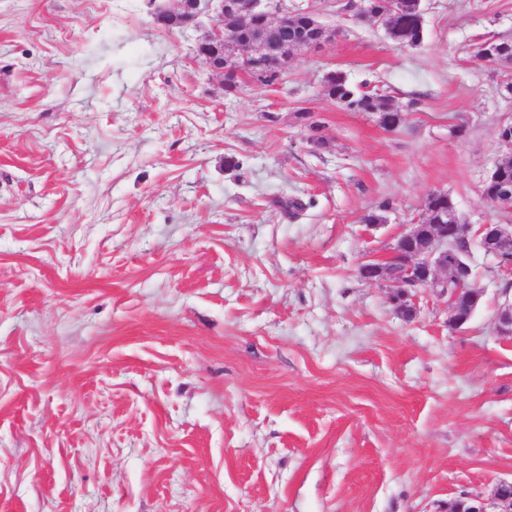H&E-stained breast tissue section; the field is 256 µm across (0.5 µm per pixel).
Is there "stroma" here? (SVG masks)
<instances>
[{
  "label": "stroma",
  "instance_id": "1",
  "mask_svg": "<svg viewBox=\"0 0 512 512\" xmlns=\"http://www.w3.org/2000/svg\"><path fill=\"white\" fill-rule=\"evenodd\" d=\"M300 2L335 39L227 100L193 54L212 18L0 0V512H445L512 478V278L472 247L454 331L356 276L433 191L512 224L483 195L512 66L473 56L512 40V0H424L417 47ZM332 70L405 126L338 107Z\"/></svg>",
  "mask_w": 512,
  "mask_h": 512
}]
</instances>
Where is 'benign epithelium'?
<instances>
[{
    "label": "benign epithelium",
    "mask_w": 512,
    "mask_h": 512,
    "mask_svg": "<svg viewBox=\"0 0 512 512\" xmlns=\"http://www.w3.org/2000/svg\"><path fill=\"white\" fill-rule=\"evenodd\" d=\"M296 13L288 0H175L172 7L159 10L155 20L183 29L199 24L202 17L216 18L210 29L197 40L196 58L210 72L224 76L228 68L243 76L254 58L265 57L277 74L288 68L287 56L302 51L274 39L282 17ZM306 19L305 36L309 49H319L336 37L320 13L311 7L301 10ZM497 144L502 159L488 171L486 180L496 178L498 168L512 160V121L501 124ZM471 225H456V235H448L446 224H407L395 239L383 265L367 257L360 270L375 267L373 283L392 288L398 314L410 317L417 311L420 294L431 293L446 299L448 323L460 329L465 321L457 317L456 300L467 281V266L453 252L454 241L469 238ZM477 244L497 268L512 276V224H482L476 231ZM497 332L512 338V300L498 309ZM448 512H512V480H501L487 498L462 492L448 500Z\"/></svg>",
    "instance_id": "1"
}]
</instances>
